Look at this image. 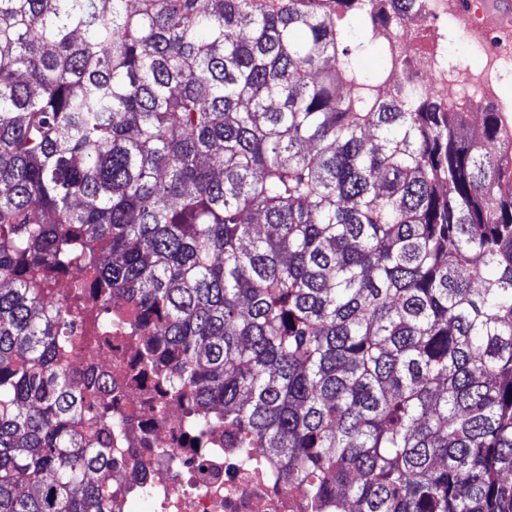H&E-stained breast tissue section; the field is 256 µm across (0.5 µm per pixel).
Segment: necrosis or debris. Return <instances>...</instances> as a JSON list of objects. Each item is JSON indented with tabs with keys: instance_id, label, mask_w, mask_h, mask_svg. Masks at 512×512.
<instances>
[{
	"instance_id": "obj_1",
	"label": "necrosis or debris",
	"mask_w": 512,
	"mask_h": 512,
	"mask_svg": "<svg viewBox=\"0 0 512 512\" xmlns=\"http://www.w3.org/2000/svg\"><path fill=\"white\" fill-rule=\"evenodd\" d=\"M452 24L479 49L478 66L443 63ZM370 36L396 49L397 85L443 97L456 91L472 111L489 101L507 111L497 77L512 70V35L491 22L483 0L465 7L418 0L400 25L374 28ZM152 336L145 328L116 331L111 341L57 358L77 380L105 378L112 417L125 423L112 437V512H313L279 462L264 449L239 447L221 416L197 438L186 403L142 375Z\"/></svg>"
}]
</instances>
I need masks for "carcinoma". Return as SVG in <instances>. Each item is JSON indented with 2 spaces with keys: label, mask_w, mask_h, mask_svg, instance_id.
Segmentation results:
<instances>
[{
  "label": "carcinoma",
  "mask_w": 512,
  "mask_h": 512,
  "mask_svg": "<svg viewBox=\"0 0 512 512\" xmlns=\"http://www.w3.org/2000/svg\"><path fill=\"white\" fill-rule=\"evenodd\" d=\"M377 2L0 0V512H112L115 295L317 512H512V116L383 93Z\"/></svg>",
  "instance_id": "obj_1"
}]
</instances>
